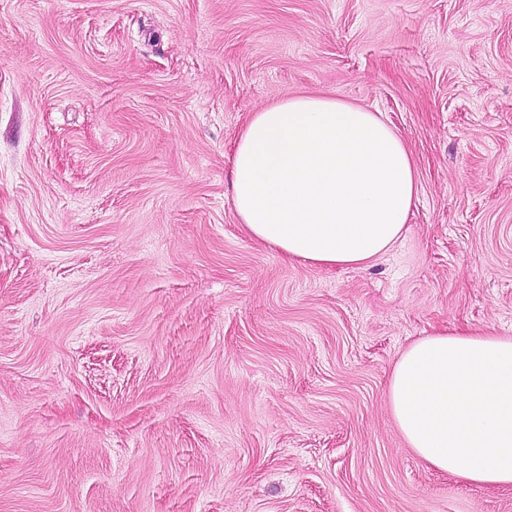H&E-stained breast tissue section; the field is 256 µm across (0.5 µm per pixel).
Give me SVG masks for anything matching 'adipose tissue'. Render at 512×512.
Segmentation results:
<instances>
[{
    "label": "adipose tissue",
    "instance_id": "obj_1",
    "mask_svg": "<svg viewBox=\"0 0 512 512\" xmlns=\"http://www.w3.org/2000/svg\"><path fill=\"white\" fill-rule=\"evenodd\" d=\"M236 213L283 258L366 264L401 237L417 193L411 154L380 114L291 94L251 113L231 156ZM388 401L426 464L488 488L512 487V336L438 332L396 361Z\"/></svg>",
    "mask_w": 512,
    "mask_h": 512
}]
</instances>
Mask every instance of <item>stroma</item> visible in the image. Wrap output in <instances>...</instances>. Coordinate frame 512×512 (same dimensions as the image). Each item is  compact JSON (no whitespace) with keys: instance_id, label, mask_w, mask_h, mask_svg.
I'll use <instances>...</instances> for the list:
<instances>
[{"instance_id":"stroma-1","label":"stroma","mask_w":512,"mask_h":512,"mask_svg":"<svg viewBox=\"0 0 512 512\" xmlns=\"http://www.w3.org/2000/svg\"><path fill=\"white\" fill-rule=\"evenodd\" d=\"M380 113L418 193L368 264L245 234L251 112ZM512 336V0H0V512H512L386 394Z\"/></svg>"}]
</instances>
